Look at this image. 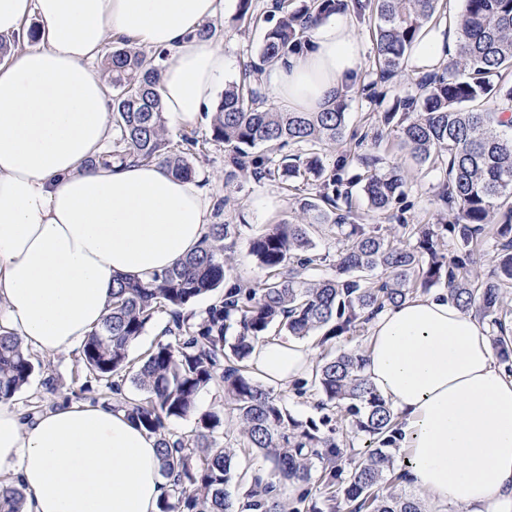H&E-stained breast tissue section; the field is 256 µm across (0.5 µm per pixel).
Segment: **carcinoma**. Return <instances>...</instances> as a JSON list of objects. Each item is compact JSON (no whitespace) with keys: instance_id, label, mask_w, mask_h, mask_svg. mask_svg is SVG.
Segmentation results:
<instances>
[{"instance_id":"cac0c4a2","label":"carcinoma","mask_w":512,"mask_h":512,"mask_svg":"<svg viewBox=\"0 0 512 512\" xmlns=\"http://www.w3.org/2000/svg\"><path fill=\"white\" fill-rule=\"evenodd\" d=\"M459 43L454 60L418 82V95L397 99L384 117L399 146L417 162L444 173L442 206L447 224H400L388 228L353 220L352 204L338 203L339 172L350 161L360 165L353 179L369 211L384 215L405 195L406 180L395 161L377 155L384 133L358 145L363 153L341 154L336 166L321 158L322 145L341 143L347 130V103L325 112H277L264 107L260 93L236 85L211 116L210 140L224 144L239 167L258 178L279 176L316 187L301 207L299 222L273 224L250 243L258 265L269 270L263 282L239 275L224 254L231 224H213L200 249L150 280L120 279L101 326L79 350L84 382L79 394L104 400L127 412L137 426L159 440L161 474L167 492L159 512H241L229 488L246 472L237 453L249 450L271 464L268 475L254 476L244 506L254 512H287L282 488L295 492L292 512H428L405 491L387 492L396 473L388 436L394 415L386 400L362 375L358 349L336 350V342L369 324L388 306L418 292L440 289L463 311L488 326L500 363L512 373V311L502 309L504 290L512 288V0H461ZM354 7L374 21L376 75L381 82L404 76L408 52L422 29L446 8L442 0H300L289 7L276 0L281 17L264 35L255 68L304 49L310 30L332 14ZM163 52L148 60L116 49L104 59L111 74L112 130L106 156L115 162L158 163L177 177L194 169L186 148L168 137L156 82ZM287 145L300 153L273 165L253 155L263 147L274 154ZM325 224L336 228L343 247L331 273L309 275L327 261L316 251V234ZM489 277L473 274L486 259ZM219 288L221 298L198 313L189 306ZM169 312L166 342L137 357L131 345L154 314ZM279 336H318L325 355L312 376L294 382L303 394L318 395L317 408L343 412L351 431L371 437L359 458L348 456L336 438L279 404L274 393L250 374L249 358L259 341ZM40 356L0 327V403L17 400ZM131 382L136 394L122 396ZM216 388L213 406L196 413L199 394ZM195 416L189 434L172 422ZM25 494L14 482L0 481V512H23Z\"/></svg>"}]
</instances>
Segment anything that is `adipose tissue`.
I'll return each instance as SVG.
<instances>
[{"mask_svg": "<svg viewBox=\"0 0 512 512\" xmlns=\"http://www.w3.org/2000/svg\"><path fill=\"white\" fill-rule=\"evenodd\" d=\"M226 0H0V36L34 44L0 62V325L45 360L80 348L119 277L144 280L198 249L213 202L155 163L100 159L112 135L107 88L90 69L112 39L165 50L157 90L176 127L195 124L224 89L223 42L198 37ZM363 46L350 14L318 24L302 52L271 64L278 108L323 112L356 88ZM364 376L394 416L406 478L433 505L512 512V376L484 325L439 295L380 312ZM306 341L270 336L250 358L278 391L309 377ZM0 478L25 490L23 512H158L155 435L90 401L23 420L0 403Z\"/></svg>", "mask_w": 512, "mask_h": 512, "instance_id": "obj_1", "label": "adipose tissue"}]
</instances>
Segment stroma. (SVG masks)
Wrapping results in <instances>:
<instances>
[{"label": "stroma", "mask_w": 512, "mask_h": 512, "mask_svg": "<svg viewBox=\"0 0 512 512\" xmlns=\"http://www.w3.org/2000/svg\"><path fill=\"white\" fill-rule=\"evenodd\" d=\"M239 5L232 0L224 17L211 23L215 38L224 42V53L231 66L226 74V84L240 83L249 78L254 85H261L260 75L249 74L251 62L256 61L267 23L245 25L237 21ZM355 32L364 47V67L361 75L362 89L347 96L349 139L343 144L323 145L321 155L326 165H333L339 154L353 150L355 135L370 131L380 125L385 112L391 111L397 98L417 94V82L422 70L406 67L405 77L400 84H379L375 97H368L365 86L369 84L374 62V41L368 22L357 21ZM192 136L206 140L203 152L190 155L195 181L208 191L215 201L213 221L217 224L233 225L234 245L230 251L238 272L247 280L259 282L265 279L266 272L249 253L250 240L261 233L268 225L292 221L301 216V202L311 196V187L294 188L278 179H257L239 172L233 165L230 155L223 145L211 142L210 119L202 117L192 128ZM407 186L401 204L400 216L407 224H445L450 216L436 203L443 181L440 172H425L417 166L407 168ZM78 351L60 353L52 364L35 372L29 385L22 391L21 400H33L39 404L62 401L64 396L76 390L75 377L78 369ZM54 376L58 381L56 390L50 391L42 384L46 376Z\"/></svg>", "instance_id": "35a3bbf8"}]
</instances>
